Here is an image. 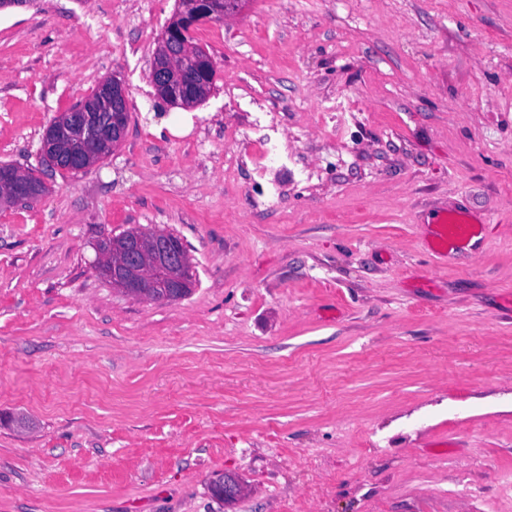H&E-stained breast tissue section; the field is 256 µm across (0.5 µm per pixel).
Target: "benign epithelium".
<instances>
[{
  "mask_svg": "<svg viewBox=\"0 0 512 512\" xmlns=\"http://www.w3.org/2000/svg\"><path fill=\"white\" fill-rule=\"evenodd\" d=\"M160 58L153 62L150 84L157 97L177 107L194 105L195 90L188 87L187 75L204 65H214L211 57L180 47L161 36ZM112 95V113L105 124L90 123L87 112H63L56 121L54 135L43 140L41 154L46 163L83 164L94 156L115 151L127 129L126 88L118 76L107 87ZM16 171L0 177V196H11L22 181ZM95 268L99 275L124 295L137 300L172 302L186 297L195 287L194 264L181 241L165 231H135L121 241L104 232L95 243Z\"/></svg>",
  "mask_w": 512,
  "mask_h": 512,
  "instance_id": "7a95c632",
  "label": "benign epithelium"
}]
</instances>
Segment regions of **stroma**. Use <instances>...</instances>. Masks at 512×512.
<instances>
[{
  "instance_id": "1",
  "label": "stroma",
  "mask_w": 512,
  "mask_h": 512,
  "mask_svg": "<svg viewBox=\"0 0 512 512\" xmlns=\"http://www.w3.org/2000/svg\"><path fill=\"white\" fill-rule=\"evenodd\" d=\"M177 7L0 10V162L112 75L130 116L0 206V512H512V0H246L159 135ZM440 207L483 230L437 261ZM130 228L182 239L189 297L95 272Z\"/></svg>"
}]
</instances>
